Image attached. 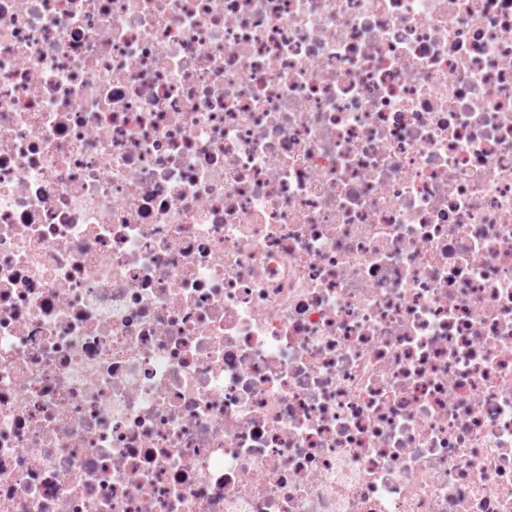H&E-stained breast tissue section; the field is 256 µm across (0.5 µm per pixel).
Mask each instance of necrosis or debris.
<instances>
[{
	"label": "necrosis or debris",
	"instance_id": "1",
	"mask_svg": "<svg viewBox=\"0 0 512 512\" xmlns=\"http://www.w3.org/2000/svg\"><path fill=\"white\" fill-rule=\"evenodd\" d=\"M0 512H512V0H0Z\"/></svg>",
	"mask_w": 512,
	"mask_h": 512
}]
</instances>
